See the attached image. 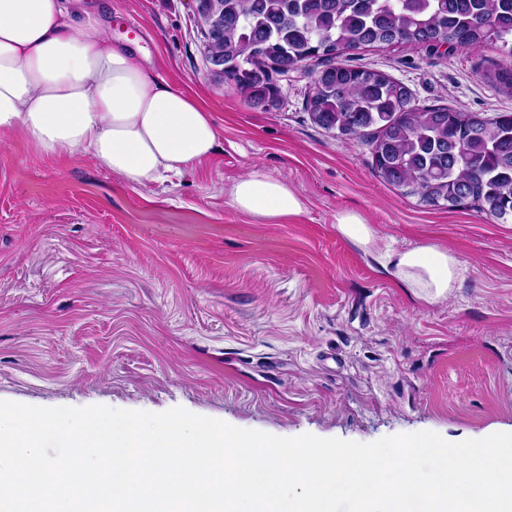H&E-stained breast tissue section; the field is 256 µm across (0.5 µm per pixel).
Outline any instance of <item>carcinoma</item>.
<instances>
[{
    "label": "carcinoma",
    "instance_id": "obj_1",
    "mask_svg": "<svg viewBox=\"0 0 512 512\" xmlns=\"http://www.w3.org/2000/svg\"><path fill=\"white\" fill-rule=\"evenodd\" d=\"M221 78L268 112L280 96L274 76L323 59L307 110L340 138L366 137L373 165L424 206L465 202L497 223L512 219V112L474 114L418 107L388 74L337 61L346 51L404 43L438 49L496 41L512 56V0H220ZM512 96V68L490 77Z\"/></svg>",
    "mask_w": 512,
    "mask_h": 512
}]
</instances>
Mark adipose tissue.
<instances>
[{
    "instance_id": "adipose-tissue-1",
    "label": "adipose tissue",
    "mask_w": 512,
    "mask_h": 512,
    "mask_svg": "<svg viewBox=\"0 0 512 512\" xmlns=\"http://www.w3.org/2000/svg\"><path fill=\"white\" fill-rule=\"evenodd\" d=\"M80 2L0 0V133L19 132L47 157L89 154L133 185L208 159L218 142L211 112L113 42ZM229 203L261 224L306 209L294 188L257 167L234 182ZM336 228L376 254L377 232L361 213L338 212ZM382 268L427 301L448 298L460 277L457 256L430 245L387 253Z\"/></svg>"
}]
</instances>
